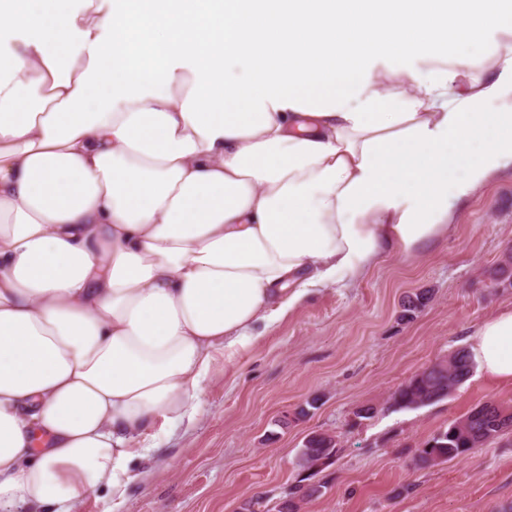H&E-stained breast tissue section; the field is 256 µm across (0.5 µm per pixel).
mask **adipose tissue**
I'll use <instances>...</instances> for the list:
<instances>
[{"label":"adipose tissue","mask_w":512,"mask_h":512,"mask_svg":"<svg viewBox=\"0 0 512 512\" xmlns=\"http://www.w3.org/2000/svg\"><path fill=\"white\" fill-rule=\"evenodd\" d=\"M512 168V0H0V512L120 508L316 290ZM512 381V308L467 332Z\"/></svg>","instance_id":"1"}]
</instances>
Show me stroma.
Returning a JSON list of instances; mask_svg holds the SVG:
<instances>
[{"mask_svg": "<svg viewBox=\"0 0 512 512\" xmlns=\"http://www.w3.org/2000/svg\"><path fill=\"white\" fill-rule=\"evenodd\" d=\"M447 240L428 253L389 255L365 280L325 288L231 368L216 367L204 412L189 430L159 435L160 451L124 512H235L274 501L294 483L296 456L312 432L336 434L326 486L302 512H507L512 507V430L469 455L416 464L424 442L488 401L512 406V383L481 370L441 402L393 410L413 375L464 347V327L512 308V288L490 275L512 255V169L458 205ZM428 302L402 318L409 297ZM316 401L310 415L296 408ZM374 417L354 421L361 406Z\"/></svg>", "mask_w": 512, "mask_h": 512, "instance_id": "obj_1", "label": "stroma"}]
</instances>
